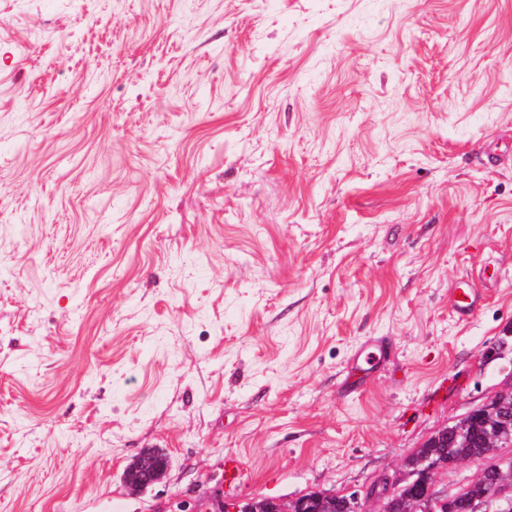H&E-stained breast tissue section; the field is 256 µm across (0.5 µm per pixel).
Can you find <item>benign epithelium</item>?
<instances>
[{
	"label": "benign epithelium",
	"instance_id": "1",
	"mask_svg": "<svg viewBox=\"0 0 512 512\" xmlns=\"http://www.w3.org/2000/svg\"><path fill=\"white\" fill-rule=\"evenodd\" d=\"M512 390L501 391L493 401L471 410L456 428L443 427L433 435L435 444H448V434L463 432L471 420L493 418L495 430L486 438L489 448L504 447L506 436L512 434V405L507 398ZM478 471L464 484L450 490L437 484L435 475L448 471V457L437 460L413 457L408 471L396 477H385L381 485L372 484L363 493L345 497L352 512H363L359 500L377 499L376 512H456L458 504L467 501L468 512H512V454L498 452L480 459ZM165 464L150 455L141 456L127 473V484L140 491L154 485L161 477ZM332 493H310L291 503L276 498H247L232 504V509L219 507L217 512H327Z\"/></svg>",
	"mask_w": 512,
	"mask_h": 512
}]
</instances>
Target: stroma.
Wrapping results in <instances>:
<instances>
[{"label":"stroma","instance_id":"35a3bbf8","mask_svg":"<svg viewBox=\"0 0 512 512\" xmlns=\"http://www.w3.org/2000/svg\"><path fill=\"white\" fill-rule=\"evenodd\" d=\"M511 386L512 0H0V512L348 495ZM165 467V463H161L155 457L142 455L128 471L126 482L133 490L146 489L159 480Z\"/></svg>","mask_w":512,"mask_h":512}]
</instances>
